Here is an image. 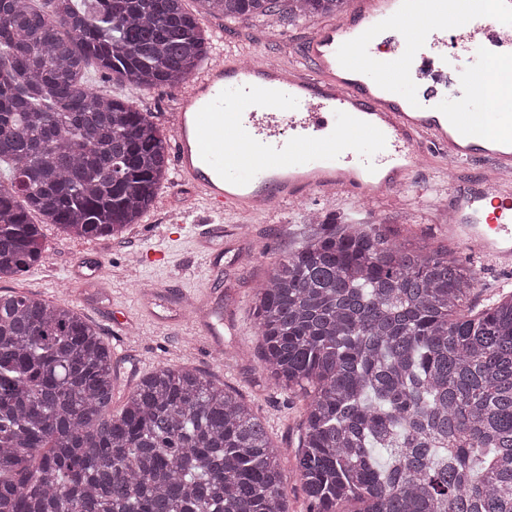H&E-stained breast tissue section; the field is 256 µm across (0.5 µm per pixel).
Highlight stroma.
I'll return each instance as SVG.
<instances>
[{
	"mask_svg": "<svg viewBox=\"0 0 512 512\" xmlns=\"http://www.w3.org/2000/svg\"><path fill=\"white\" fill-rule=\"evenodd\" d=\"M323 17L270 25L267 18L224 19L205 15L204 29L213 51L234 50L242 59L276 56L289 65ZM88 75L103 95L129 100L154 122L169 129V114L182 86L136 90L127 83ZM431 191L403 190L382 200L329 192L257 216L225 217L224 234L209 247L196 241V218L205 205L191 190L164 181L157 204L142 223L123 235L79 239L54 224L42 227L43 257L23 275L0 280V290L35 295L69 304L103 338L112 353L113 408L158 366L188 367L223 382L248 401L264 421L281 452L287 471L289 512H309L295 472L302 396L271 381L260 360L255 326V293L270 262L300 247L304 216L314 210L342 220L372 217L384 221L400 238L429 248L450 246L455 256L478 273V305L512 292V270L468 254L448 241L437 214L444 200L437 185L448 180L447 168L429 173Z\"/></svg>",
	"mask_w": 512,
	"mask_h": 512,
	"instance_id": "obj_1",
	"label": "stroma"
}]
</instances>
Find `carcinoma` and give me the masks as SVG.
Instances as JSON below:
<instances>
[{"label": "carcinoma", "instance_id": "obj_1", "mask_svg": "<svg viewBox=\"0 0 512 512\" xmlns=\"http://www.w3.org/2000/svg\"><path fill=\"white\" fill-rule=\"evenodd\" d=\"M0 0V279L41 228L120 235L154 207L169 138L98 71L186 82L210 35L183 0ZM277 23L348 0H197ZM255 301L263 368L306 400L311 512H512V293L476 309L448 248L311 215ZM112 355L66 303L0 293V512H288L281 453L237 392L159 366L112 411ZM389 451L385 462L375 449Z\"/></svg>", "mask_w": 512, "mask_h": 512}]
</instances>
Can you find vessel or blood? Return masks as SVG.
Segmentation results:
<instances>
[{"mask_svg":"<svg viewBox=\"0 0 512 512\" xmlns=\"http://www.w3.org/2000/svg\"><path fill=\"white\" fill-rule=\"evenodd\" d=\"M512 63V0H352L301 49L303 67L226 55L191 80L175 112L170 163L217 214H259L338 191L379 199L416 180L430 156L458 167L441 219L473 254L512 268V106L492 112L471 85L492 25ZM448 89L419 86L430 62Z\"/></svg>","mask_w":512,"mask_h":512,"instance_id":"1","label":"vessel or blood"}]
</instances>
